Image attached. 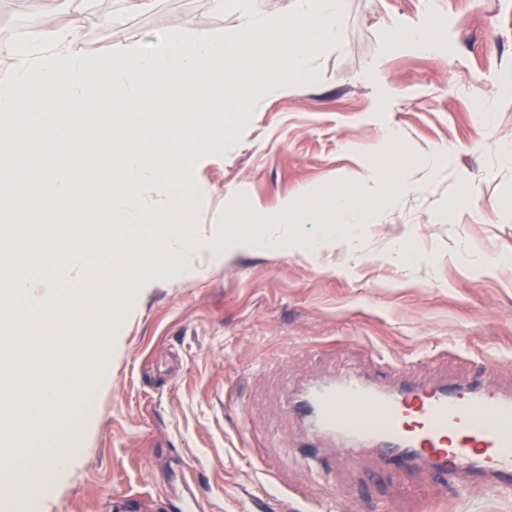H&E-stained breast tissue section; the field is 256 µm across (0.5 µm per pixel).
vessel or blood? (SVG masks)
I'll return each mask as SVG.
<instances>
[{
	"instance_id": "vessel-or-blood-1",
	"label": "vessel or blood",
	"mask_w": 512,
	"mask_h": 512,
	"mask_svg": "<svg viewBox=\"0 0 512 512\" xmlns=\"http://www.w3.org/2000/svg\"><path fill=\"white\" fill-rule=\"evenodd\" d=\"M398 383L386 387L366 371L310 384L291 409L312 426L308 455L347 467L364 455L457 482L458 496L480 485L512 494V389L475 380H410L396 365Z\"/></svg>"
}]
</instances>
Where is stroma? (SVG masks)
<instances>
[{"mask_svg": "<svg viewBox=\"0 0 512 512\" xmlns=\"http://www.w3.org/2000/svg\"><path fill=\"white\" fill-rule=\"evenodd\" d=\"M105 13L122 24H99ZM77 14L92 54L238 22L214 0H148L138 11L126 0H0V46ZM423 22L446 54L386 50ZM511 65L512 0H347L339 46L313 63L317 79L263 102L233 146L194 163L202 202L190 220L208 248L189 274L161 262L128 294L98 349L111 378L91 416L47 437L78 460L46 512H186L192 501L197 512H300L306 500L348 512H512V498L479 490L461 501L455 486L368 460L315 466L294 452L309 427L288 409L302 385L400 361L427 377L512 385V164L496 152L512 143V99L494 88ZM487 103L493 123H476ZM388 128L416 156L455 152L405 173L408 191L367 226L364 254L331 244L315 259L225 255V220L246 212L263 224L285 200L359 180ZM468 187L473 203L459 204ZM410 235L422 261L388 258L386 245ZM464 242L486 266L459 257Z\"/></svg>", "mask_w": 512, "mask_h": 512, "instance_id": "35a3bbf8", "label": "stroma"}]
</instances>
